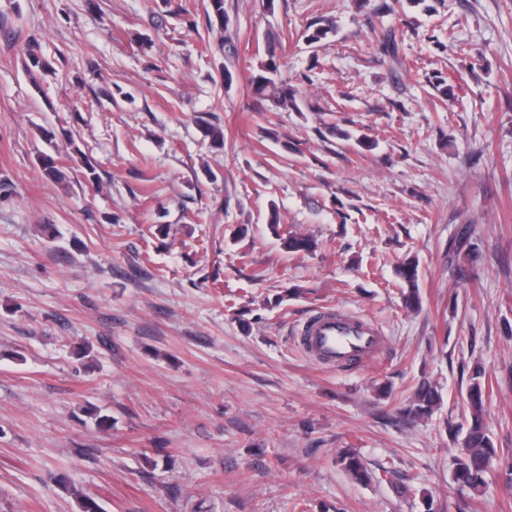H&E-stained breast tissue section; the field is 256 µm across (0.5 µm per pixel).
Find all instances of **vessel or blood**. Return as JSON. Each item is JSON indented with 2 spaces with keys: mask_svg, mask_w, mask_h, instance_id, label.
<instances>
[{
  "mask_svg": "<svg viewBox=\"0 0 512 512\" xmlns=\"http://www.w3.org/2000/svg\"><path fill=\"white\" fill-rule=\"evenodd\" d=\"M384 341L377 325L341 308L315 312L297 331L301 350L333 369L349 370L372 362Z\"/></svg>",
  "mask_w": 512,
  "mask_h": 512,
  "instance_id": "vessel-or-blood-1",
  "label": "vessel or blood"
}]
</instances>
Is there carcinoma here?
I'll return each instance as SVG.
<instances>
[{
    "mask_svg": "<svg viewBox=\"0 0 512 512\" xmlns=\"http://www.w3.org/2000/svg\"><path fill=\"white\" fill-rule=\"evenodd\" d=\"M207 30L224 32L226 26L224 13V0H209V9L205 13ZM334 32L333 23L327 21L317 23L313 30L305 35L310 43L320 42ZM282 67L281 57L275 50L270 49L257 59L249 72L251 91L262 100L270 101L277 108L284 110L296 109L297 90L287 81L280 78ZM200 131L204 137L216 145L224 144V130L208 121L200 120ZM282 244L290 252H308L315 247L312 239L304 235L287 233L282 238ZM473 246L469 226L461 225L456 232L454 240L448 245V258L451 262L460 264L471 259ZM398 276L408 286L404 296L405 307L416 310L420 307L418 291L419 264L414 260L401 263L397 269ZM485 370L476 367L473 382L467 392L469 416L466 418V434L463 438V449L455 458L453 480L456 484L476 489L485 485V476L488 473L491 461L496 456L492 439L487 433L483 420V384L480 381ZM441 396L438 389L431 383L422 382L415 393L412 404L407 409L408 415L420 418L428 414L439 402ZM339 463L357 481L364 483L371 480L372 475L366 469L360 456L346 450L339 456Z\"/></svg>",
    "mask_w": 512,
    "mask_h": 512,
    "instance_id": "obj_1",
    "label": "carcinoma"
}]
</instances>
